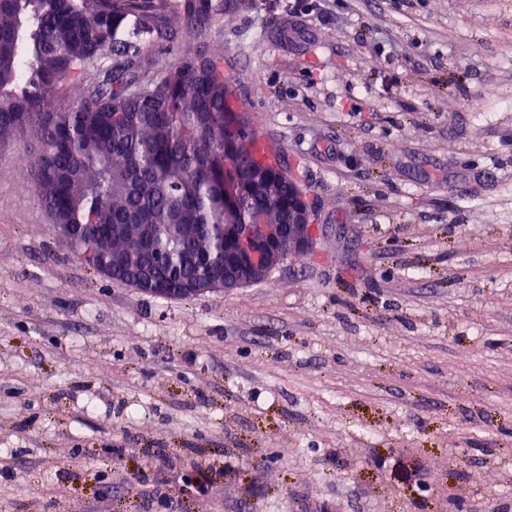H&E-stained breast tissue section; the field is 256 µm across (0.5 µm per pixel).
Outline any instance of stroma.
<instances>
[{
	"label": "stroma",
	"mask_w": 512,
	"mask_h": 512,
	"mask_svg": "<svg viewBox=\"0 0 512 512\" xmlns=\"http://www.w3.org/2000/svg\"><path fill=\"white\" fill-rule=\"evenodd\" d=\"M178 46L323 232L154 296L51 223L33 128L0 146V512H512V0H239Z\"/></svg>",
	"instance_id": "1"
}]
</instances>
